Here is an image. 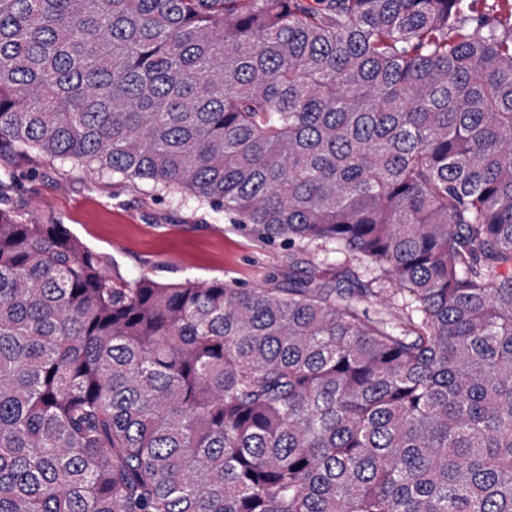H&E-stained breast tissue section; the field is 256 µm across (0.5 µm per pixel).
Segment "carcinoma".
Here are the masks:
<instances>
[{"label": "carcinoma", "instance_id": "obj_1", "mask_svg": "<svg viewBox=\"0 0 512 512\" xmlns=\"http://www.w3.org/2000/svg\"><path fill=\"white\" fill-rule=\"evenodd\" d=\"M17 157L288 275H126ZM0 512H512V10L0 0Z\"/></svg>", "mask_w": 512, "mask_h": 512}]
</instances>
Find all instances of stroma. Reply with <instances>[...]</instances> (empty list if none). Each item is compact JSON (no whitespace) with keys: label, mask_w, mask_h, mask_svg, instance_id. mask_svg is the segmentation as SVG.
I'll use <instances>...</instances> for the list:
<instances>
[{"label":"stroma","mask_w":512,"mask_h":512,"mask_svg":"<svg viewBox=\"0 0 512 512\" xmlns=\"http://www.w3.org/2000/svg\"><path fill=\"white\" fill-rule=\"evenodd\" d=\"M18 204L35 224H63L122 271L162 283L218 278L240 288L288 272V246L263 240L236 217L176 196H158L120 176L20 158Z\"/></svg>","instance_id":"1"}]
</instances>
